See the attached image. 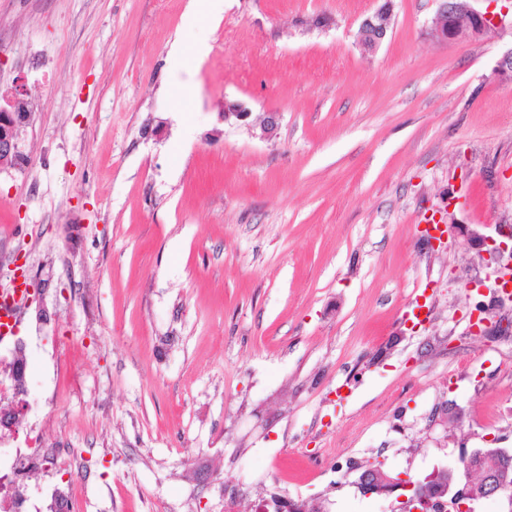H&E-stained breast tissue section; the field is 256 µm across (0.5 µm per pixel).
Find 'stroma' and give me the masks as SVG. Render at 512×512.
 <instances>
[{
	"instance_id": "stroma-1",
	"label": "stroma",
	"mask_w": 512,
	"mask_h": 512,
	"mask_svg": "<svg viewBox=\"0 0 512 512\" xmlns=\"http://www.w3.org/2000/svg\"><path fill=\"white\" fill-rule=\"evenodd\" d=\"M383 2L224 0L189 27V0H0V105L20 85L33 112L28 164L0 168V285L23 253L24 419L80 451L37 498L224 512L229 480L244 506L400 512L359 466L512 448V300L480 244L512 239V28L441 41L437 0H393L362 55ZM177 39L206 55L174 65ZM392 5L379 8L363 20L357 36V47L362 55L376 53L388 36Z\"/></svg>"
}]
</instances>
